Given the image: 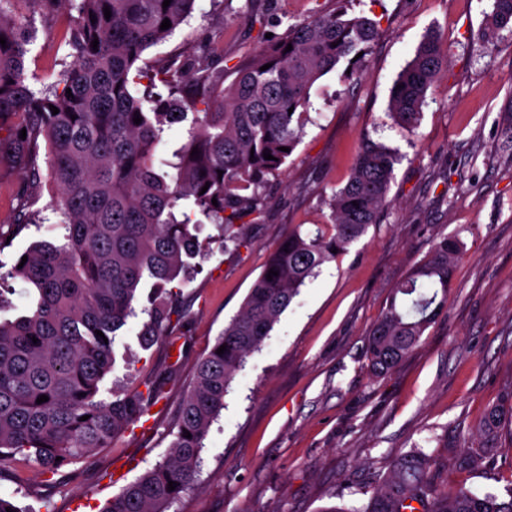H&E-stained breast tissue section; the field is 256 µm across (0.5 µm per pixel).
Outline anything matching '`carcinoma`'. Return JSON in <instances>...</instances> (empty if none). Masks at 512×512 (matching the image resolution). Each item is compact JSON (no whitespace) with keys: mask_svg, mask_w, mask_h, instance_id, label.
Here are the masks:
<instances>
[{"mask_svg":"<svg viewBox=\"0 0 512 512\" xmlns=\"http://www.w3.org/2000/svg\"><path fill=\"white\" fill-rule=\"evenodd\" d=\"M16 2L0 0V37L6 40L0 46V130H8L11 162L34 184L40 179V142L46 143L59 222L50 239L24 251L26 262L18 259L8 269L0 265V286L17 281L27 296L24 315L0 321V464L20 457L49 485L67 466L134 434L150 408L169 398L173 375L167 366L146 379L142 390L114 392L110 399L104 390L116 337L136 315L140 286L155 280L147 319L137 332L142 348L187 338L181 319H172L183 299L174 282L183 285L196 272L192 260L201 255L196 217L214 224L223 239L238 240L236 221L259 210L258 188L290 156L282 148L297 145L295 123L309 105L312 86L373 43L379 24L332 11L291 25L249 64L234 66L236 77L226 86L224 52L218 48L222 31L151 70L138 66L145 50L185 22L195 0H171L166 8L164 0H24L26 13L15 10ZM57 7L77 13L68 39L71 61H62L58 84L36 92L27 83L28 45L36 17ZM166 18L171 26L162 30ZM509 25L512 0H494L488 31ZM267 63L271 67L261 70ZM446 65L438 39L426 36L391 88L390 108L399 124L417 125L427 92ZM143 78L153 91L139 97L135 86ZM52 105L59 113L52 114ZM16 114L23 115L17 125L10 123ZM190 114L177 161L160 158L165 128ZM136 116L141 123H134ZM266 152L273 159H264ZM394 165L388 148L365 142L348 182L330 200L332 223L313 234L299 225L288 232L242 311L196 364L169 452L102 512H167L190 487L235 375L300 288L377 223L388 203ZM459 254V243L442 237L394 287L389 307L366 338L374 375L395 369L443 311ZM271 269L278 275L269 280ZM222 345L226 351L219 354ZM42 395L48 401L36 403ZM510 426L512 407L492 409L483 423L487 432ZM186 431L191 437H184ZM464 448L463 469L484 468L493 453L470 438ZM438 457L415 446L392 460L360 505H328L321 512H403L408 501L418 502L422 512H512V490L506 499L463 485L437 493L431 471Z\"/></svg>","mask_w":512,"mask_h":512,"instance_id":"cac0c4a2","label":"carcinoma"}]
</instances>
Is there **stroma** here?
I'll list each match as a JSON object with an SVG mask.
<instances>
[{
	"label": "stroma",
	"mask_w": 512,
	"mask_h": 512,
	"mask_svg": "<svg viewBox=\"0 0 512 512\" xmlns=\"http://www.w3.org/2000/svg\"><path fill=\"white\" fill-rule=\"evenodd\" d=\"M494 0H196L165 42L146 50L143 68L224 33L225 81L268 36L329 10L377 20L381 34L351 71L336 68L311 89L293 154L261 189L260 212L243 218L246 241L213 237L205 225L200 272L183 285L188 348L175 360V384L145 439L111 447L68 466L45 485L31 466L0 467V490L30 512H101L106 501L161 461L172 419L197 361L242 308L263 266L290 226L312 232L330 223L329 201L350 176L365 141L396 156L377 224L302 287L260 350L247 359L211 426L194 484L169 512H319L356 503L361 491L413 445L439 447L441 492L512 488V432L493 440L496 454L479 471L459 468L458 436L482 438L494 407L512 403V27L484 39ZM73 14L37 19L27 72L40 90L59 80ZM437 35L448 66L428 90L415 128L390 113V90L424 36ZM40 223L15 229L21 201ZM48 181L33 184L0 165V250L9 266L54 222ZM459 239L444 313L418 345L383 377L367 366L365 338L391 290L426 256L435 238ZM131 319L115 345L106 389L132 388L169 349L142 350Z\"/></svg>",
	"instance_id": "stroma-1"
}]
</instances>
